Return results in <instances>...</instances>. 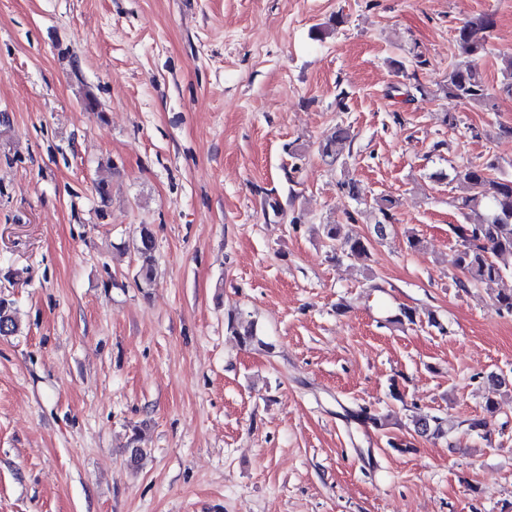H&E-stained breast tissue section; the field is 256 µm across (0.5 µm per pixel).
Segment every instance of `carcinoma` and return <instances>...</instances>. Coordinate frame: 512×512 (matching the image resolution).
Returning a JSON list of instances; mask_svg holds the SVG:
<instances>
[{
    "mask_svg": "<svg viewBox=\"0 0 512 512\" xmlns=\"http://www.w3.org/2000/svg\"><path fill=\"white\" fill-rule=\"evenodd\" d=\"M494 26L493 16L483 14L456 28V41L472 58L473 63L448 72V80L444 85L448 96L475 104L489 101V89L477 61L487 51ZM349 142L350 129L338 125L320 141L319 153L324 160L335 163ZM489 167L494 168L496 164L491 163ZM487 168L474 165L458 174L473 190V194L463 200V208L479 215L476 223L450 226V231L459 241V248L452 256V265L462 273V278L456 280L457 286L462 289L472 283L495 281L508 273L512 274V174L503 173L497 178H491ZM394 207L395 201L391 198L375 200L373 209L379 214L374 224L377 238H385L387 230L392 227ZM321 234L334 255L339 253L364 259L370 254V240L346 234L338 224L322 225ZM155 248V234L151 225H139L135 241L137 266L134 281L141 289L151 288L156 282ZM226 329L244 348L264 345L254 322L240 313L227 317ZM18 330L17 319L9 301L0 298V336L14 334ZM408 421L409 424L405 425L406 435L388 441L390 447L408 451L412 448L411 438L415 436L445 437L456 430V424L446 416L411 415Z\"/></svg>",
    "mask_w": 512,
    "mask_h": 512,
    "instance_id": "obj_1",
    "label": "carcinoma"
}]
</instances>
